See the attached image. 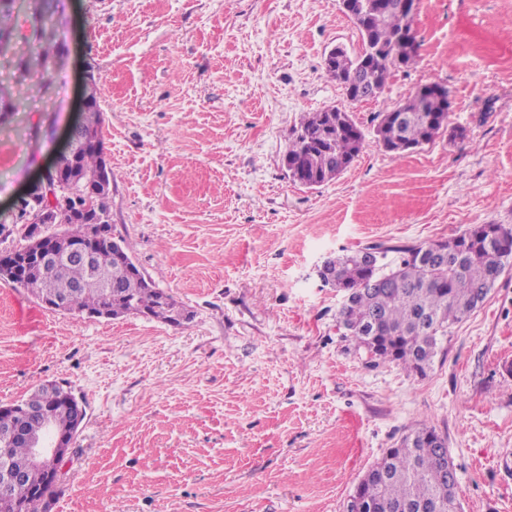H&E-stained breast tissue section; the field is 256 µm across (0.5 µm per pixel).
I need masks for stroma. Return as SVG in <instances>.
I'll return each instance as SVG.
<instances>
[{
  "label": "stroma",
  "instance_id": "1",
  "mask_svg": "<svg viewBox=\"0 0 512 512\" xmlns=\"http://www.w3.org/2000/svg\"><path fill=\"white\" fill-rule=\"evenodd\" d=\"M62 67L14 75L34 40L16 13L0 84V224L65 150L84 81L100 87L112 231L193 314L173 326L79 318L0 280V403L64 381L87 416L52 512H346L403 436H443L462 512H512V271L450 326L425 373L374 363L336 326L331 256L512 225V0H418L419 57L374 101L328 78L362 49L339 0H59ZM450 127L395 156L373 122L417 88ZM339 106L364 147L307 188L284 163L300 117Z\"/></svg>",
  "mask_w": 512,
  "mask_h": 512
}]
</instances>
